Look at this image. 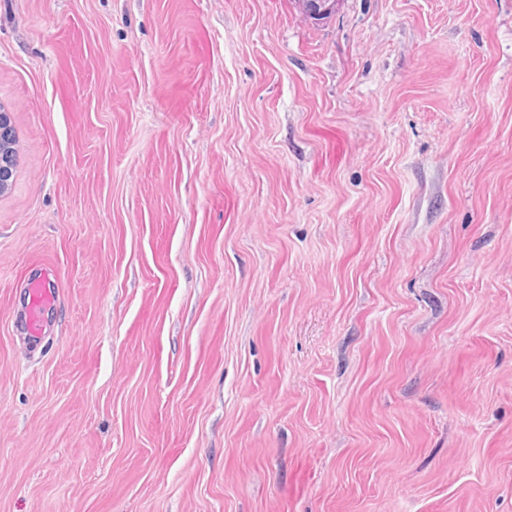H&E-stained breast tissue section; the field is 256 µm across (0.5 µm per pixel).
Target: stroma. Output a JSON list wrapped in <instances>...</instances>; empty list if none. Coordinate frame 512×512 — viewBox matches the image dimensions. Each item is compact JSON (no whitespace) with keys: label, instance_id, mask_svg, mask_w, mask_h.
<instances>
[{"label":"stroma","instance_id":"35a3bbf8","mask_svg":"<svg viewBox=\"0 0 512 512\" xmlns=\"http://www.w3.org/2000/svg\"><path fill=\"white\" fill-rule=\"evenodd\" d=\"M0 105V512H512V0H0ZM2 112L4 115L0 116V171L4 167L5 176L2 181L0 180L1 193L8 189V180L17 163L15 131L7 112L0 105V113ZM2 119L3 124L1 123ZM52 282V283H51ZM23 291V325L31 338H40L45 329V316L57 300L55 282L47 277L27 283Z\"/></svg>","mask_w":512,"mask_h":512}]
</instances>
